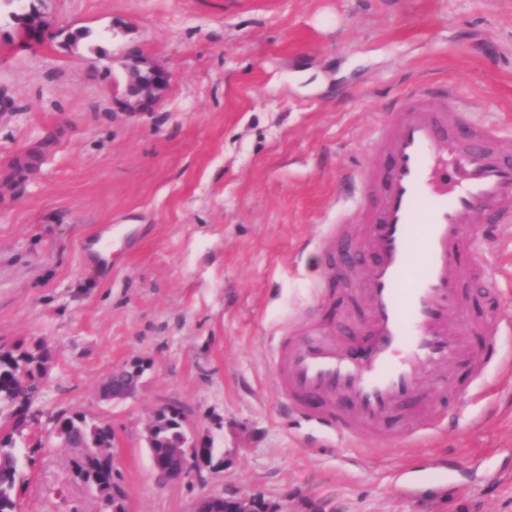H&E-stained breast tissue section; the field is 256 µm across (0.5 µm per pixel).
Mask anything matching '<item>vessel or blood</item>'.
<instances>
[{"label":"vessel or blood","instance_id":"1","mask_svg":"<svg viewBox=\"0 0 512 512\" xmlns=\"http://www.w3.org/2000/svg\"><path fill=\"white\" fill-rule=\"evenodd\" d=\"M451 86L404 89L377 115L367 153L372 174L350 172L352 212L322 241L324 283L347 273L338 263L362 225L372 263L352 294L365 310L364 335L337 337L316 320L302 335L276 343L278 390L295 411L349 441L381 430L423 438L425 420L452 426L457 414L438 408L430 376L446 371L483 376L501 360V319L456 325L483 269L467 232L482 218L512 219L511 152L498 126L473 124ZM480 335L481 349L469 340Z\"/></svg>","mask_w":512,"mask_h":512}]
</instances>
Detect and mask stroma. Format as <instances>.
I'll return each instance as SVG.
<instances>
[{
	"label": "stroma",
	"instance_id": "1",
	"mask_svg": "<svg viewBox=\"0 0 512 512\" xmlns=\"http://www.w3.org/2000/svg\"><path fill=\"white\" fill-rule=\"evenodd\" d=\"M54 34L31 42L30 8ZM81 34L77 45L67 39ZM172 74L154 112H127L125 53ZM422 81L455 85L512 143V0H18L0 10V346L55 361L18 439L37 447L18 512H103L51 433L61 412L112 428L127 512H190L204 494L280 512H512V336L488 392L415 444L342 442L275 388L271 337L320 317L318 240L369 167L374 115ZM485 288L512 321V221ZM110 233L98 273L83 239ZM145 364L135 399L101 401L114 366ZM171 403L223 466L157 483L145 429ZM469 483L422 480L448 455Z\"/></svg>",
	"mask_w": 512,
	"mask_h": 512
}]
</instances>
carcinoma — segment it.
<instances>
[{
	"label": "carcinoma",
	"mask_w": 512,
	"mask_h": 512,
	"mask_svg": "<svg viewBox=\"0 0 512 512\" xmlns=\"http://www.w3.org/2000/svg\"><path fill=\"white\" fill-rule=\"evenodd\" d=\"M55 358V353L44 345L25 348L17 344L11 348L0 346V406L13 408L14 424L11 430L0 433V512H16V490L22 482L23 465L35 462L37 449L20 454L15 434L29 421H36L30 412L33 396L39 391ZM178 407L170 412H157L151 423L155 428L154 440L148 443L153 458L161 460L183 445L184 433ZM55 422L66 428L71 444L79 445L94 438L97 447L75 461L78 477L99 487V494L107 512L112 509V483L119 475L112 470V428L96 423L84 413L56 415Z\"/></svg>",
	"instance_id": "carcinoma-1"
}]
</instances>
